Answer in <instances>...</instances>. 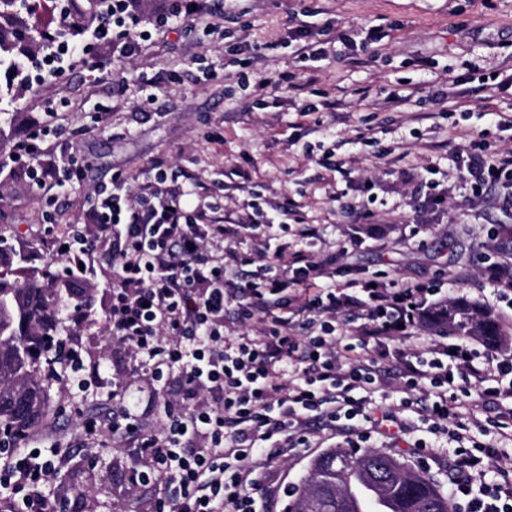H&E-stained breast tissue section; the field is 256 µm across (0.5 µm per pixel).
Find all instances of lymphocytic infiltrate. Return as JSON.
I'll return each mask as SVG.
<instances>
[{
  "mask_svg": "<svg viewBox=\"0 0 512 512\" xmlns=\"http://www.w3.org/2000/svg\"><path fill=\"white\" fill-rule=\"evenodd\" d=\"M131 0H109L110 21L94 30L97 41L113 42L121 57L138 54L145 40ZM57 34L31 46L19 75L22 86L44 75L62 77L81 41L73 34L68 10H60ZM47 127L33 130L15 145V157L26 159L33 182L53 187L80 181L72 160L43 164L41 144ZM479 139L463 145L459 165L473 196L500 183L512 187V152L488 154ZM123 174L100 187L91 200V223L50 238L54 256L109 252L112 287L103 324L109 343L125 350L130 378L161 380L177 373L178 396L165 406L161 429L146 428L132 409L129 380L105 379L100 363L85 364L77 337L57 338L55 353L64 357L77 386L109 387L122 400L120 414L108 419L83 417L86 440L106 447L121 432L137 441L139 467L130 478L141 482L165 475L174 485L173 499L158 501L154 512H257L256 502L272 500L256 470L265 467L271 448L296 451L311 445L309 427L325 419L357 448L372 435L405 431L406 412L422 409L433 428L455 441L448 455V499L453 512H512V473L475 485L491 451L470 435L473 418L461 413L463 397L477 393L483 402L504 408L512 418V355L496 348L476 349L468 338L448 343L415 341L420 313L436 290L402 280L389 286L363 279L336 283L332 261H315L307 246L318 237L300 204L298 236L302 248L288 250L275 232L258 240L254 254L223 259L213 247L236 235L221 223L213 205L195 189L171 184L162 165H155L136 190ZM263 264L251 276L232 278L228 263L246 265L252 255ZM326 287L309 292V282ZM236 305L241 321L260 325L257 336H231L224 311ZM356 323L353 341L336 334L337 317ZM396 359L399 400L381 407L375 393L386 386L384 364ZM361 429H353V422ZM67 458L42 448L0 458V500L16 503L18 512H60L43 488ZM261 487V498L244 486Z\"/></svg>",
  "mask_w": 512,
  "mask_h": 512,
  "instance_id": "obj_1",
  "label": "lymphocytic infiltrate"
}]
</instances>
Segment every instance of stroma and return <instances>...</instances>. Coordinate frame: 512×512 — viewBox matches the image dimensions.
<instances>
[{
    "instance_id": "35a3bbf8",
    "label": "stroma",
    "mask_w": 512,
    "mask_h": 512,
    "mask_svg": "<svg viewBox=\"0 0 512 512\" xmlns=\"http://www.w3.org/2000/svg\"><path fill=\"white\" fill-rule=\"evenodd\" d=\"M174 8L175 0H141V27L151 38L138 56L124 59L89 42L61 80L18 94L0 115V157H12L32 120L44 116V147L73 158L84 173L81 182L49 191L29 180L10 182L0 192V243L27 255L41 250L47 225L85 223L95 187L111 184L118 172L136 187L160 161L173 175L195 178L231 220L258 197L270 223L291 225L287 203H301L308 222L322 226L326 251L337 255L339 281L415 278L439 287L440 300L466 296L499 316L509 335L503 349L512 352V309L480 278L487 259L512 260V235L502 231L512 226V207L496 186L473 198L455 163L471 138L485 139L494 152L512 151V130L476 112L451 122L436 96L452 81L464 90L476 86L472 63L503 71L512 56V0H226L220 11L214 0H196L191 16L156 27V18ZM304 17L309 42H334L326 58L297 59L292 32ZM370 25L386 31L383 46L363 43ZM288 73L297 88L265 95L259 108L245 111L257 77ZM124 76L135 83L121 94ZM403 81L416 92L392 108L385 98ZM309 82L338 106L300 115L314 100ZM434 183L447 194L443 204L430 201ZM365 201L374 218L354 224L349 208ZM354 232L363 244L346 248ZM61 329L80 336L91 357H104L107 373L123 370L124 350L105 348V336L75 325L71 312H63ZM57 372L49 387L53 411L29 440L30 447L53 444L67 454L46 487L49 496L83 512H151L171 497L164 481L128 482L131 460L120 437L109 451L83 448L81 415L110 412L112 401L100 389L63 390L59 380L70 370L61 365ZM134 388L141 419L162 427L175 382ZM418 439L432 450L425 467L412 453ZM371 445L447 489L452 445L427 421L413 418L397 445L381 438ZM312 457L307 451L268 463L262 480L278 490L271 512H283L286 488L300 485Z\"/></svg>"
}]
</instances>
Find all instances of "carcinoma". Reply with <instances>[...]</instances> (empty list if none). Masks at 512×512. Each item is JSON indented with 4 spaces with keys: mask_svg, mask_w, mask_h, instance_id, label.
<instances>
[{
    "mask_svg": "<svg viewBox=\"0 0 512 512\" xmlns=\"http://www.w3.org/2000/svg\"><path fill=\"white\" fill-rule=\"evenodd\" d=\"M105 0H76L82 25L96 26ZM35 12L34 0H0V65L11 69L25 47L40 36L38 24L21 25ZM0 265V444L16 442L14 431L31 430L50 411L44 372L54 364L50 340L67 307L60 275L49 270L42 280L22 284ZM420 320L448 336H472L486 343L506 340L498 318L466 298L426 310ZM371 492L385 512H452L448 497L427 474L406 469L385 452L361 454L328 449L311 461L298 488L294 512H363L360 500Z\"/></svg>",
    "mask_w": 512,
    "mask_h": 512,
    "instance_id": "cac0c4a2",
    "label": "carcinoma"
}]
</instances>
